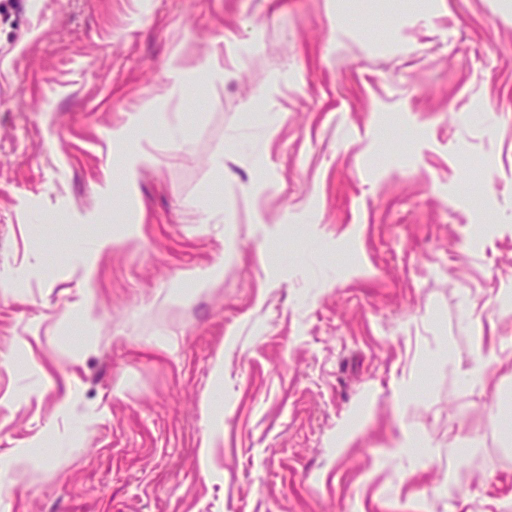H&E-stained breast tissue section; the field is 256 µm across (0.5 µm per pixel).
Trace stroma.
<instances>
[{"instance_id": "obj_1", "label": "stroma", "mask_w": 512, "mask_h": 512, "mask_svg": "<svg viewBox=\"0 0 512 512\" xmlns=\"http://www.w3.org/2000/svg\"><path fill=\"white\" fill-rule=\"evenodd\" d=\"M508 299L512 0H0V512H512ZM133 131L136 132V138L133 137ZM149 138V129L133 120L128 126L121 127L112 131L114 141L127 142L136 140V146L127 151L122 157V173L124 185L127 192L137 187L141 173L145 168L157 164V158L151 154L145 153L139 146L141 139Z\"/></svg>"}]
</instances>
